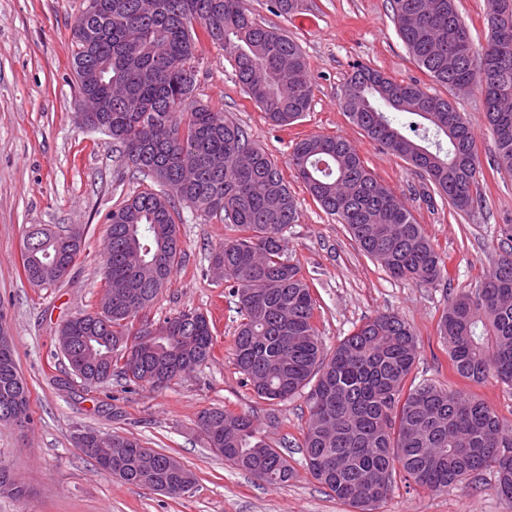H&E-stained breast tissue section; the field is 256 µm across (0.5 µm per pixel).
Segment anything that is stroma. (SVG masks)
Wrapping results in <instances>:
<instances>
[{"mask_svg":"<svg viewBox=\"0 0 512 512\" xmlns=\"http://www.w3.org/2000/svg\"><path fill=\"white\" fill-rule=\"evenodd\" d=\"M82 0H0V309L15 359L30 391L32 423L0 424V467L28 497L0 493V512H355L305 469L300 448L308 417L306 399L271 405L244 386L231 344L239 316L223 280L209 262L224 240L216 219L187 207L175 216L183 250L181 265L153 302L159 322L185 308L205 313L213 326L212 357L164 388L126 387L119 377L87 386L68 366L57 344L59 326L95 310L102 294L105 216L123 198L149 184L127 168L106 135L78 120L72 69V26ZM258 22L295 40L313 79L309 112L294 125L277 127L242 89L223 48L205 40L196 99L240 124L283 166L300 210L286 234L285 255L297 263L316 298L315 325L326 348L377 313H398L418 337L414 376L458 389L512 421V386L496 378L475 384L455 377L438 335L449 299L472 290L512 242L501 237L512 224V175L485 170L482 199L471 215L450 212L446 200L411 165L381 149L340 106L353 63L398 82L424 74L398 38L389 0H304L300 15L272 11L270 0H248ZM475 133L481 161L495 152L478 90L451 95ZM315 135L351 142L378 181L398 195L447 255V283L422 285L392 278L365 256L345 225L313 201L285 164L292 145ZM64 232L83 226L86 243L68 277L36 287L22 272L23 242L31 226ZM223 408L254 416L268 441L286 455L297 476L274 486L254 479L207 448L196 430L199 413ZM90 427L117 432L174 456L195 475L194 488L171 498L100 474L75 436ZM379 512H512L496 476L481 472L470 484L429 492L397 483Z\"/></svg>","mask_w":512,"mask_h":512,"instance_id":"35a3bbf8","label":"stroma"}]
</instances>
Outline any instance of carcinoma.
<instances>
[{"label": "carcinoma", "mask_w": 512, "mask_h": 512, "mask_svg": "<svg viewBox=\"0 0 512 512\" xmlns=\"http://www.w3.org/2000/svg\"><path fill=\"white\" fill-rule=\"evenodd\" d=\"M73 24L72 66L79 95L112 104L101 132L121 148L127 167L158 189L139 191L106 215L102 287L112 293V313L81 312L59 335L71 370L86 385L117 376L129 387L152 383L161 367L189 371L213 353L210 321L185 309L156 324L148 311L182 258L175 202L228 231L211 255L235 299L240 321L232 342L235 364L260 399L286 401L307 392L309 415L301 448L307 470L357 512H378L395 475L404 483L446 491L482 471H495L501 495L512 505V423L482 400L421 379L405 388L418 356L412 326L393 312L379 313L325 352L315 323L316 302L299 267L285 257L288 225L298 205L271 156L238 124L195 103L196 51L204 38L234 60L245 93L275 126L301 119L313 100L309 63L287 35L256 21L246 0H109ZM489 15L480 47L494 65L495 93L484 117L498 170L512 172V0ZM284 16L301 13L302 0H272ZM399 39L418 67L453 90L469 79L482 88L471 56L456 58V36L473 37L455 0H390ZM344 95L348 117L375 144L418 169L457 212L481 204L484 176L476 137L447 98L417 80L396 82L356 64ZM288 167L330 216L347 226L363 254L392 277L437 284L448 278L447 257L390 189L380 184L353 145L340 136L297 141ZM85 239L62 234L22 253L23 272L35 286L68 275ZM152 332L138 364L127 360L128 342ZM439 335L453 372L479 383L492 375L512 386V249L501 254L483 281L450 300ZM31 422L29 391L13 346L0 347V420ZM196 427L207 447L236 469L271 485L287 483L294 468L260 432L253 417L226 409L200 413ZM110 476L177 497L194 476L176 458L154 452L116 432Z\"/></svg>", "instance_id": "carcinoma-1"}]
</instances>
